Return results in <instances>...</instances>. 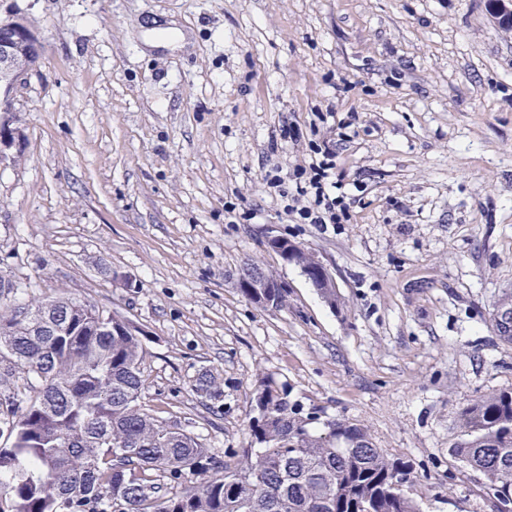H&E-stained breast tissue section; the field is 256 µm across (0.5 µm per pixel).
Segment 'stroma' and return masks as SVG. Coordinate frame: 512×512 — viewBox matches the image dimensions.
<instances>
[{"label": "stroma", "instance_id": "obj_1", "mask_svg": "<svg viewBox=\"0 0 512 512\" xmlns=\"http://www.w3.org/2000/svg\"><path fill=\"white\" fill-rule=\"evenodd\" d=\"M43 51L0 164V272L141 327L152 413L247 448L266 377L365 426L419 512H491L450 452L460 410L512 390L491 313L512 290V30L487 0H0ZM180 38L154 47L160 29ZM337 145L343 224H296L264 176ZM336 284L323 301L272 252ZM288 286L260 308L236 274ZM218 393L199 397L200 377ZM245 265H259L255 262L246 263ZM238 281H240L244 288H240L243 295L247 297L251 302L254 304H257L254 300V297L252 296V289L251 288H272L269 289L271 292L275 294V297L280 299L276 300L271 296H266L265 298H262L260 303L262 306L266 308H276V306L279 303V308L283 307L287 304L288 299H285V296L282 294L281 289L282 288H274L273 284L268 279L267 271L262 266H249V267H243L239 273ZM277 307V308H278Z\"/></svg>", "mask_w": 512, "mask_h": 512}]
</instances>
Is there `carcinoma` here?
<instances>
[{"mask_svg": "<svg viewBox=\"0 0 512 512\" xmlns=\"http://www.w3.org/2000/svg\"><path fill=\"white\" fill-rule=\"evenodd\" d=\"M291 262L315 276L318 261L295 247ZM0 288V512H418L404 491L405 463L377 448L369 431L318 412L273 381L254 396L255 448L222 453L160 420L142 402V337L93 304L32 298ZM512 312V290L492 317ZM24 375L19 387L10 381ZM451 452L486 488L512 496V392L463 407Z\"/></svg>", "mask_w": 512, "mask_h": 512, "instance_id": "1", "label": "carcinoma"}]
</instances>
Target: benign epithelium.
<instances>
[{
  "label": "benign epithelium",
  "instance_id": "benign-epithelium-1",
  "mask_svg": "<svg viewBox=\"0 0 512 512\" xmlns=\"http://www.w3.org/2000/svg\"><path fill=\"white\" fill-rule=\"evenodd\" d=\"M492 17L503 28H512V0H491ZM24 49L27 56L37 60L42 53V43L36 33L19 13L0 15V164H6L19 146L16 136L14 95L28 71L17 65V51ZM238 281L245 288H271L267 271L262 266L241 269Z\"/></svg>",
  "mask_w": 512,
  "mask_h": 512
}]
</instances>
